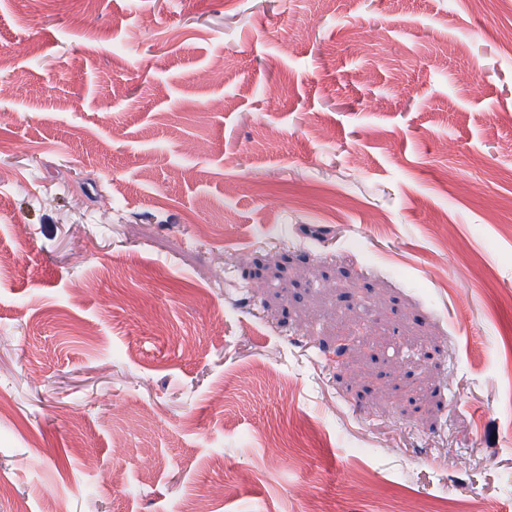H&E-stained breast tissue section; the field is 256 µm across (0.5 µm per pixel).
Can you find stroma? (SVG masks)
Returning <instances> with one entry per match:
<instances>
[{
	"mask_svg": "<svg viewBox=\"0 0 512 512\" xmlns=\"http://www.w3.org/2000/svg\"><path fill=\"white\" fill-rule=\"evenodd\" d=\"M505 26L0 0V512H512Z\"/></svg>",
	"mask_w": 512,
	"mask_h": 512,
	"instance_id": "obj_1",
	"label": "stroma"
}]
</instances>
